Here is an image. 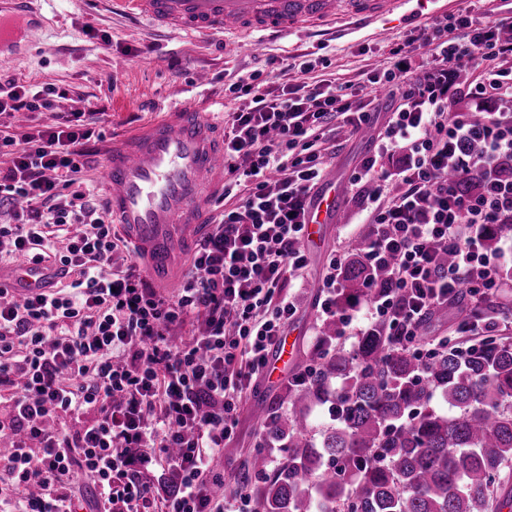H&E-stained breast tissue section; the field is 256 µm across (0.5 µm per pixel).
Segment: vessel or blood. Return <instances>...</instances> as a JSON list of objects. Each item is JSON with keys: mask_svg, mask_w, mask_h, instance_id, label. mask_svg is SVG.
<instances>
[{"mask_svg": "<svg viewBox=\"0 0 512 512\" xmlns=\"http://www.w3.org/2000/svg\"><path fill=\"white\" fill-rule=\"evenodd\" d=\"M0 14V52L29 36L32 27L23 9ZM150 24L190 36L216 32L241 38L255 33L284 35L306 26L346 18L373 22L406 0H126ZM224 173V113L198 104L164 108L160 118L113 147L101 178L112 221L139 250L150 277L168 284L181 256L207 230L205 198ZM336 209L325 196L307 224L305 236L315 242L322 224ZM47 272L24 261L0 288L23 299L43 285Z\"/></svg>", "mask_w": 512, "mask_h": 512, "instance_id": "1", "label": "vessel or blood"}]
</instances>
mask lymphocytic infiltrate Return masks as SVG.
I'll list each match as a JSON object with an SVG mask.
<instances>
[{"label": "lymphocytic infiltrate", "instance_id": "1", "mask_svg": "<svg viewBox=\"0 0 512 512\" xmlns=\"http://www.w3.org/2000/svg\"><path fill=\"white\" fill-rule=\"evenodd\" d=\"M512 17L469 14L433 19L401 45L393 67L368 74L393 105L378 151L350 184L375 182L364 200L370 232L365 263L387 269V287L365 312L342 307V258H332L320 304L344 336L386 323L418 359L428 315L459 295L474 312L462 329L496 331L488 305L507 264L484 239L512 224ZM482 68L457 86L460 71ZM277 88L254 71L229 86L239 106L224 115L223 198L233 204L199 239L182 285L168 294L146 282L139 263L114 266L124 239L80 173L92 132L80 114L56 128L16 135L0 129V207L17 208L0 225V245L42 264L53 257L70 282L16 302L0 289V505L13 512H77L85 481L94 512H224L214 492L224 477L211 464L232 439L242 393L263 373L270 347L296 312L284 294L287 272L307 258L299 242L318 198L319 141L336 115L354 130L374 108L329 79ZM47 95L16 79L0 81V112L49 107ZM400 155L395 170L381 157ZM454 260L441 264L437 250ZM195 334L174 341L176 327ZM163 458L179 475L169 497L153 494L145 468Z\"/></svg>", "mask_w": 512, "mask_h": 512}]
</instances>
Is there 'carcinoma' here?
Masks as SVG:
<instances>
[{"label":"carcinoma","mask_w":512,"mask_h":512,"mask_svg":"<svg viewBox=\"0 0 512 512\" xmlns=\"http://www.w3.org/2000/svg\"><path fill=\"white\" fill-rule=\"evenodd\" d=\"M360 236L343 269L341 304L378 293L382 268L363 260ZM307 359L309 381L283 387L288 409L261 417L285 442L282 462L256 450L233 475L254 512H512V341L484 336L462 353L444 346L419 364L378 323L349 352L331 323ZM330 404L319 435L310 408Z\"/></svg>","instance_id":"cac0c4a2"}]
</instances>
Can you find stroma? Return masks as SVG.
<instances>
[{"mask_svg": "<svg viewBox=\"0 0 512 512\" xmlns=\"http://www.w3.org/2000/svg\"><path fill=\"white\" fill-rule=\"evenodd\" d=\"M465 10L475 16H506L512 14V0H411L407 13L367 27L329 25L249 42L228 40L220 33L192 38L157 32L120 0H29L28 21L35 31L30 41H18L0 54V76L54 89V106L2 114L0 125L34 133L54 127L66 113H97L92 153L82 170L84 182L95 185L113 141L156 119L160 106L206 101L232 111L237 103L226 95V87L235 75L266 70L270 57L281 64L303 55L324 61L328 73L338 83L361 90L363 100L386 101L385 93L364 88L367 75L394 63L393 48L415 25ZM328 128L326 162L336 175L339 202L320 244L307 250L308 267L286 275L297 306L283 326L294 346L287 368L291 374L325 334L317 301L326 266L331 257L347 252L362 229L360 197L349 191L348 180L361 160L375 153L374 142L351 134L342 119L331 120ZM280 390V381L265 375L246 390L234 439L214 462L218 473L236 472L248 454L265 446L257 418L278 404Z\"/></svg>", "mask_w": 512, "mask_h": 512, "instance_id": "stroma-1", "label": "stroma"}]
</instances>
